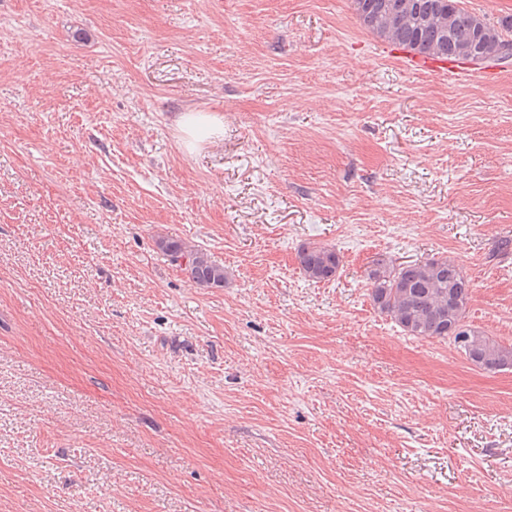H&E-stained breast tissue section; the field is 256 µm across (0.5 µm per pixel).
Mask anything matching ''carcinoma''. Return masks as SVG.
I'll return each instance as SVG.
<instances>
[{
	"instance_id": "obj_1",
	"label": "carcinoma",
	"mask_w": 512,
	"mask_h": 512,
	"mask_svg": "<svg viewBox=\"0 0 512 512\" xmlns=\"http://www.w3.org/2000/svg\"><path fill=\"white\" fill-rule=\"evenodd\" d=\"M352 0L360 25L368 32L423 57L470 61L494 46L497 60L512 56V18L495 26L469 12L460 0ZM157 246L181 267L188 281L200 288L224 287V265L182 240L161 239ZM302 273L314 282L329 281L340 267V255L328 246L314 244L298 252ZM370 297L377 311L403 331L423 339L449 341L458 353L478 368L496 371L512 368V346L501 345L467 319L470 280L454 259L395 264L378 258L368 271Z\"/></svg>"
}]
</instances>
